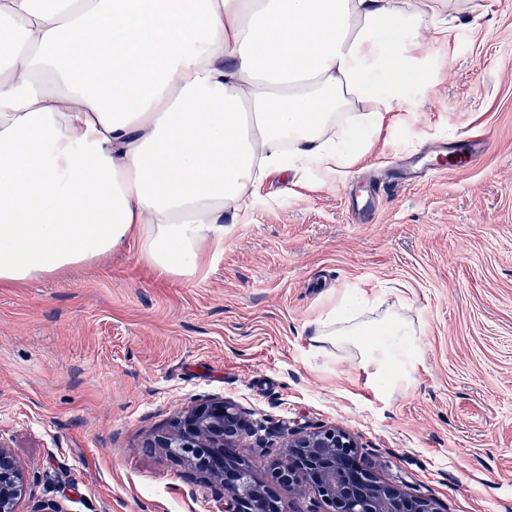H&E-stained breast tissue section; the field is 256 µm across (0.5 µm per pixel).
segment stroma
Instances as JSON below:
<instances>
[{
    "label": "stroma",
    "instance_id": "35a3bbf8",
    "mask_svg": "<svg viewBox=\"0 0 512 512\" xmlns=\"http://www.w3.org/2000/svg\"><path fill=\"white\" fill-rule=\"evenodd\" d=\"M453 36L339 179L269 177L188 279L130 241L102 262L0 288V440L31 473L20 512H224L151 440L213 398L253 432L237 455L273 482L277 430L339 427L381 481L442 512H512V0H458ZM488 148L470 158L463 139ZM363 290L414 324L418 360L386 391L314 322Z\"/></svg>",
    "mask_w": 512,
    "mask_h": 512
}]
</instances>
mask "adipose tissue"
I'll return each instance as SVG.
<instances>
[{
    "label": "adipose tissue",
    "mask_w": 512,
    "mask_h": 512,
    "mask_svg": "<svg viewBox=\"0 0 512 512\" xmlns=\"http://www.w3.org/2000/svg\"><path fill=\"white\" fill-rule=\"evenodd\" d=\"M450 0H0V284L59 276L130 240L163 278L195 274L224 215L270 176H344L447 42ZM379 57L384 85L367 62ZM345 294L315 342L354 346L394 389L416 332L353 323ZM386 336L407 361L364 340Z\"/></svg>",
    "instance_id": "ef3b65f1"
}]
</instances>
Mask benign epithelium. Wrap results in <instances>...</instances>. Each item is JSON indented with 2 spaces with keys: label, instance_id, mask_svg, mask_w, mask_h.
<instances>
[{
  "label": "benign epithelium",
  "instance_id": "obj_1",
  "mask_svg": "<svg viewBox=\"0 0 512 512\" xmlns=\"http://www.w3.org/2000/svg\"><path fill=\"white\" fill-rule=\"evenodd\" d=\"M248 431L236 404L212 399L183 411L175 430L157 438L155 446L224 492L226 512H288V505L270 498L232 455ZM355 448L351 435L337 427L292 432L284 455L272 467V477L315 488L325 497L329 512H442L436 500L409 496L362 468L354 459ZM30 491L25 468L0 442V512H19Z\"/></svg>",
  "mask_w": 512,
  "mask_h": 512
}]
</instances>
